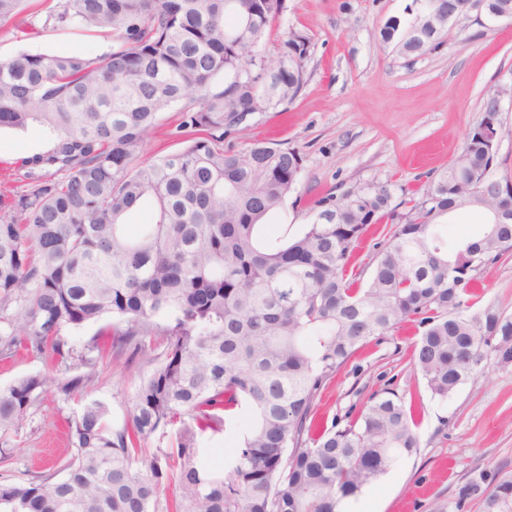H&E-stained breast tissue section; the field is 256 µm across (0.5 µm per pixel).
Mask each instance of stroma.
I'll return each instance as SVG.
<instances>
[{"instance_id": "35a3bbf8", "label": "stroma", "mask_w": 512, "mask_h": 512, "mask_svg": "<svg viewBox=\"0 0 512 512\" xmlns=\"http://www.w3.org/2000/svg\"><path fill=\"white\" fill-rule=\"evenodd\" d=\"M411 0H284L274 34L299 31L310 40L307 81L287 111L255 113L246 130L224 138L228 149L256 141L295 150L301 170L274 221L289 236L312 223L315 203L378 183L405 190L426 184L456 155L483 114L489 91L512 84V20H488L480 7L449 24L438 49L404 57L379 39L388 18L411 22ZM112 47L108 34L70 27L16 38L0 26V60L21 51L98 56ZM41 129L0 131V183L10 184L16 161L45 149ZM478 305L512 316V253L481 274ZM419 337L413 326L359 350L314 404L325 418H353L373 393L389 388L421 410L419 446L366 486L355 501L362 512H441L474 467L512 473V368L487 362L483 376L448 399L433 398L410 364ZM149 364L107 358L92 371L87 396L104 402L114 426L129 417ZM79 399L47 393L18 434L0 443V483L57 469L72 454L67 422Z\"/></svg>"}]
</instances>
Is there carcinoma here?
I'll return each mask as SVG.
<instances>
[{
  "instance_id": "1",
  "label": "carcinoma",
  "mask_w": 512,
  "mask_h": 512,
  "mask_svg": "<svg viewBox=\"0 0 512 512\" xmlns=\"http://www.w3.org/2000/svg\"><path fill=\"white\" fill-rule=\"evenodd\" d=\"M0 0V24L27 37L43 26L112 35V48L77 54L20 52L0 61V129L38 125L49 146L23 158L0 196V358L52 355L95 367L91 339L67 333L112 318V353L155 363L130 420L84 401L70 422L71 458L53 472L0 483V512H336L344 499L418 447L414 409L393 390L360 417L317 420L313 403L362 347L404 322L422 329L413 369L446 399L476 379L488 356L512 366V317L473 310L478 273L512 250V184L493 174L497 103L418 198L391 206L390 185L319 205L302 235L268 224L301 168L288 148L223 147L248 127L255 99L282 112L306 83L308 37L293 31L268 53L283 0ZM421 11L457 0H414ZM490 18L512 0H483ZM447 27L404 28L390 18L383 43L405 56L440 46ZM182 105L181 128L200 136L145 157L159 116ZM506 217L473 239L448 243L439 221L485 211ZM154 219L128 231L146 200ZM392 224L369 277L353 257L374 224ZM162 349L161 360L153 353ZM90 374L28 375L0 387V437L18 432L49 390L68 400ZM245 411L251 421L223 471L206 440ZM159 435L169 446L144 443ZM512 512V475L474 468L448 512L471 503Z\"/></svg>"
}]
</instances>
